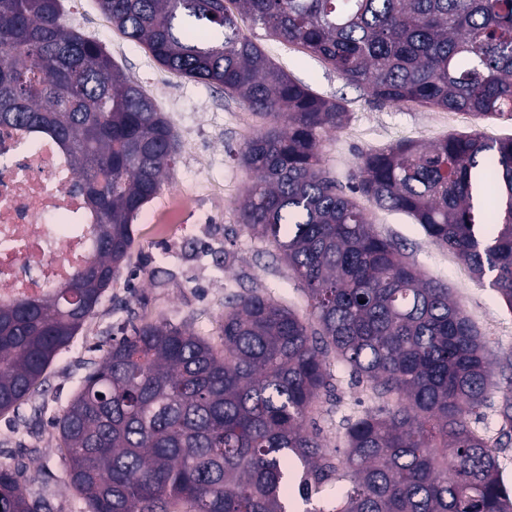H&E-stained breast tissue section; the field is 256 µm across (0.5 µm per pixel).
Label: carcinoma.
Segmentation results:
<instances>
[{"mask_svg":"<svg viewBox=\"0 0 512 512\" xmlns=\"http://www.w3.org/2000/svg\"><path fill=\"white\" fill-rule=\"evenodd\" d=\"M235 4L232 12L226 2ZM167 71L217 85L272 126L237 151L255 174L239 223L273 244L306 312L257 292L224 303L219 342L143 322L115 339L51 418L68 484L87 512H512L498 455L475 423L501 418L488 342L448 288L407 263L357 198L403 212L512 308V137L479 130L361 157L340 188L323 142L341 104L274 66L236 15L328 62L372 98L477 119L512 113V0H100ZM61 0H0V125L51 133L95 215L93 251L40 297L0 301V415H19L54 357L117 282L134 220L162 190L176 136L102 45L66 26ZM373 406L342 418V447L317 418L335 395L330 361ZM302 467L298 485L292 484ZM34 478L0 465V512H42Z\"/></svg>","mask_w":512,"mask_h":512,"instance_id":"1","label":"carcinoma"}]
</instances>
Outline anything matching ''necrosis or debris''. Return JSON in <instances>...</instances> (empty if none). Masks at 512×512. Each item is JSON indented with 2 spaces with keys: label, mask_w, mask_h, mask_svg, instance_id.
Returning <instances> with one entry per match:
<instances>
[{
  "label": "necrosis or debris",
  "mask_w": 512,
  "mask_h": 512,
  "mask_svg": "<svg viewBox=\"0 0 512 512\" xmlns=\"http://www.w3.org/2000/svg\"><path fill=\"white\" fill-rule=\"evenodd\" d=\"M93 217L48 135L0 126V299L44 295L90 256Z\"/></svg>",
  "instance_id": "4bbe7bcc"
}]
</instances>
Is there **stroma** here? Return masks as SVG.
<instances>
[{"label":"stroma","mask_w":512,"mask_h":512,"mask_svg":"<svg viewBox=\"0 0 512 512\" xmlns=\"http://www.w3.org/2000/svg\"><path fill=\"white\" fill-rule=\"evenodd\" d=\"M63 21L100 41L113 61L148 91L171 120L178 147L169 184L135 222L136 242L126 275L104 293L94 315L55 357L28 406L16 415H0V462L26 467L35 476L33 489L44 497L46 512H84L83 500L66 480L57 433L48 418L30 422L31 406L46 405L50 415L61 410L112 340L131 334L141 322H188L212 335L231 295L257 290L299 310L305 307V297L287 266L274 259V247L252 237L236 218V202L254 175L232 152L267 127L268 119L221 87L163 69L143 45L113 27L97 0H63ZM239 26L293 79L344 107L347 122L324 143L326 167L341 185L353 180L363 153L402 140L429 143L475 128L490 140L512 137L510 116L480 120L416 103L378 102L347 84L323 60L268 37L247 19H240ZM174 193L189 194L188 209L182 223L158 235L155 221ZM363 209L377 232L400 244L406 261L447 285L494 352L495 399L511 393L512 309L493 288L476 282L452 254L437 247L411 217L368 203ZM334 374L339 380L337 400L320 423L332 447L338 442L341 416L360 411L366 399L361 388L351 385L346 369H335Z\"/></svg>","instance_id":"35a3bbf8"}]
</instances>
